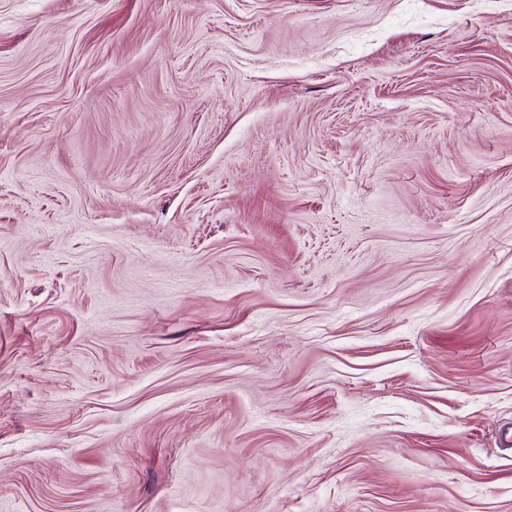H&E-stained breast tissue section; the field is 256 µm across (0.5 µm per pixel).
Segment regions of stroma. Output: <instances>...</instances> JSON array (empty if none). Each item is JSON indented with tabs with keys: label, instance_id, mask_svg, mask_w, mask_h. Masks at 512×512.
<instances>
[{
	"label": "stroma",
	"instance_id": "stroma-1",
	"mask_svg": "<svg viewBox=\"0 0 512 512\" xmlns=\"http://www.w3.org/2000/svg\"><path fill=\"white\" fill-rule=\"evenodd\" d=\"M512 0H0V512H512Z\"/></svg>",
	"mask_w": 512,
	"mask_h": 512
}]
</instances>
